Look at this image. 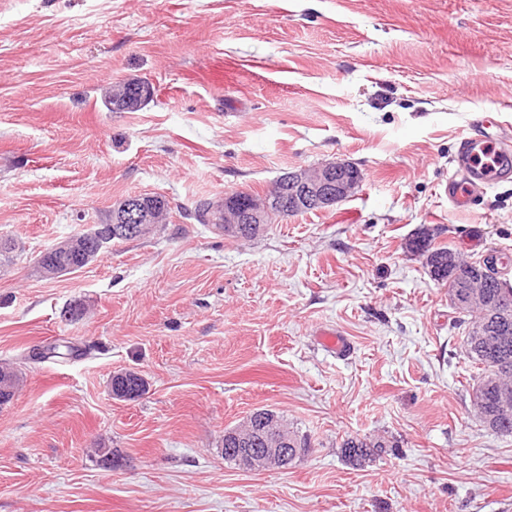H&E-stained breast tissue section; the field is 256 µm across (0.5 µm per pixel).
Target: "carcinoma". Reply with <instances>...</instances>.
Instances as JSON below:
<instances>
[{
  "instance_id": "obj_1",
  "label": "carcinoma",
  "mask_w": 512,
  "mask_h": 512,
  "mask_svg": "<svg viewBox=\"0 0 512 512\" xmlns=\"http://www.w3.org/2000/svg\"><path fill=\"white\" fill-rule=\"evenodd\" d=\"M148 88L147 81L125 83L122 97H110L108 102L118 105L127 101L136 105ZM407 247L411 253L424 259L435 281L448 285L450 304L463 316V347L477 369L476 375L471 377L470 395L478 396L482 401L483 410L478 412L479 417L493 433L512 435V317L502 318L497 308L499 299L507 297L512 300V285L499 275L492 261L471 262L453 249L436 248L425 232L409 240ZM49 258L70 266L74 272L84 267L80 255L74 252L55 253ZM49 258L39 256L35 262L37 272H43V265ZM484 269L489 274L482 276V299L467 306L456 303V299L466 291L469 277L481 276ZM21 375L22 372L10 363L0 365V395L14 398ZM112 388L123 391L126 399H135L145 392V382L137 373L129 371L114 376ZM270 434L272 427L261 415L252 417L248 447H265L266 437ZM380 447L381 443L356 435L347 436L341 443L348 458L356 462L373 456Z\"/></svg>"
}]
</instances>
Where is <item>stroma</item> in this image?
<instances>
[{
	"instance_id": "stroma-1",
	"label": "stroma",
	"mask_w": 512,
	"mask_h": 512,
	"mask_svg": "<svg viewBox=\"0 0 512 512\" xmlns=\"http://www.w3.org/2000/svg\"><path fill=\"white\" fill-rule=\"evenodd\" d=\"M157 95L102 103L117 81ZM512 129V0H0V512H512V436L470 411L447 285L420 228L512 282V182L472 212L442 187L474 116ZM328 161L349 199L256 238L187 217ZM130 194L155 234L79 272L36 257ZM337 330L350 350L318 342ZM68 341L73 359H35ZM134 371L143 396H113ZM265 408L310 435L284 470L226 462ZM385 436L362 464L345 435Z\"/></svg>"
}]
</instances>
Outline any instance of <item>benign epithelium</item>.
I'll use <instances>...</instances> for the list:
<instances>
[{
  "label": "benign epithelium",
  "instance_id": "benign-epithelium-1",
  "mask_svg": "<svg viewBox=\"0 0 512 512\" xmlns=\"http://www.w3.org/2000/svg\"><path fill=\"white\" fill-rule=\"evenodd\" d=\"M361 181V173L355 166L344 162H325L314 170L288 172L261 201L241 205V198L226 195L212 202L211 211L224 224L226 231L234 233L243 224L260 228L266 223V214L272 205L282 206L286 213L324 210L351 197ZM154 213L155 209L146 206L142 196L130 195L112 210L109 224L87 233H75L50 247L49 251L78 247L85 259L91 261L112 243L114 237H142L154 223ZM290 445L288 431L281 430L269 436L265 448L237 449L238 464L250 468L258 458L266 468L284 469L295 459Z\"/></svg>",
  "mask_w": 512,
  "mask_h": 512
}]
</instances>
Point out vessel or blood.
<instances>
[{
  "mask_svg": "<svg viewBox=\"0 0 512 512\" xmlns=\"http://www.w3.org/2000/svg\"><path fill=\"white\" fill-rule=\"evenodd\" d=\"M456 170L443 188L449 204L470 209L477 195L512 179V138L480 132L461 139Z\"/></svg>",
  "mask_w": 512,
  "mask_h": 512,
  "instance_id": "b4317fda",
  "label": "vessel or blood"
}]
</instances>
